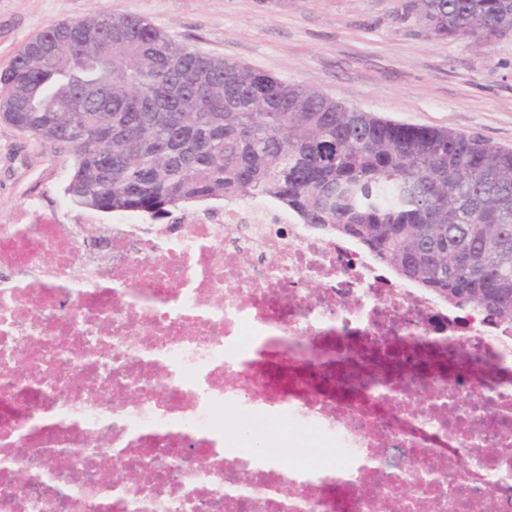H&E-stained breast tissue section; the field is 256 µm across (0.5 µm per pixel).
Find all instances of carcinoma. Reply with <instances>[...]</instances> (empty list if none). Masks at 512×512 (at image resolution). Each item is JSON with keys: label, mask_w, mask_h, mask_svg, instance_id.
Wrapping results in <instances>:
<instances>
[{"label": "carcinoma", "mask_w": 512, "mask_h": 512, "mask_svg": "<svg viewBox=\"0 0 512 512\" xmlns=\"http://www.w3.org/2000/svg\"><path fill=\"white\" fill-rule=\"evenodd\" d=\"M410 9L442 37L512 30V0ZM95 42L112 51V68L86 65ZM86 83L95 98L80 96ZM0 96L23 100L0 120L73 153L64 193L79 206L155 219L195 201L270 199L512 328L511 150L382 120L112 11L42 30L0 70Z\"/></svg>", "instance_id": "1"}]
</instances>
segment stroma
Segmentation results:
<instances>
[{
  "label": "stroma",
  "instance_id": "obj_1",
  "mask_svg": "<svg viewBox=\"0 0 512 512\" xmlns=\"http://www.w3.org/2000/svg\"><path fill=\"white\" fill-rule=\"evenodd\" d=\"M406 0H0V69L45 27L112 10L372 115L512 150V31L436 36ZM72 152L0 121V224H108L64 193Z\"/></svg>",
  "mask_w": 512,
  "mask_h": 512
}]
</instances>
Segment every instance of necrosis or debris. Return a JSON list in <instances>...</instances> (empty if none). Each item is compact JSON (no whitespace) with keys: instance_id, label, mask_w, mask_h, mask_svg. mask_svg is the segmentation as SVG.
Instances as JSON below:
<instances>
[{"instance_id":"1","label":"necrosis or debris","mask_w":512,"mask_h":512,"mask_svg":"<svg viewBox=\"0 0 512 512\" xmlns=\"http://www.w3.org/2000/svg\"><path fill=\"white\" fill-rule=\"evenodd\" d=\"M473 365L422 376L427 360ZM489 371L475 385L472 368ZM298 462L224 451V409ZM512 512V330L259 200L0 224V512Z\"/></svg>"}]
</instances>
